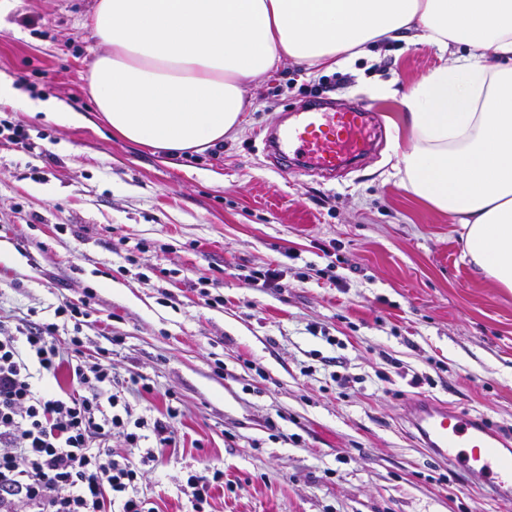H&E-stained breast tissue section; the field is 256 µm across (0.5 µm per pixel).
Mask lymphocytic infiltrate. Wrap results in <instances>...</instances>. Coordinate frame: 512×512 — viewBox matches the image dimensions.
<instances>
[{
    "label": "lymphocytic infiltrate",
    "mask_w": 512,
    "mask_h": 512,
    "mask_svg": "<svg viewBox=\"0 0 512 512\" xmlns=\"http://www.w3.org/2000/svg\"><path fill=\"white\" fill-rule=\"evenodd\" d=\"M57 324L0 322V512H155L138 491L143 466L161 461L176 441L179 411L136 418L115 391L112 361L63 358ZM66 378L69 389L37 391L34 379ZM149 428L154 446H141ZM129 446L117 455L110 441Z\"/></svg>",
    "instance_id": "obj_1"
}]
</instances>
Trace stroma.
Masks as SVG:
<instances>
[{
  "label": "stroma",
  "instance_id": "1",
  "mask_svg": "<svg viewBox=\"0 0 512 512\" xmlns=\"http://www.w3.org/2000/svg\"><path fill=\"white\" fill-rule=\"evenodd\" d=\"M95 0H14L0 73L83 116L61 126L0 106V321L81 324L64 353L109 349L134 416L180 415L178 447L145 467L157 512L224 472L204 512H499L405 420L447 403L512 436V291L461 259L462 228L392 177L410 130L401 98L446 58L392 40L348 69L291 59L252 81L239 132L169 158L113 137L87 93ZM372 109L360 168L326 178L271 161L262 138L312 103ZM279 269L277 287L245 277ZM216 284L223 304L200 295ZM212 480L205 473H209V468H205L204 471L191 473L187 480L184 492L188 493L191 497V503L195 512H202L203 504L208 503V498L211 497V489L213 483L219 482L223 477L224 473L218 468L213 467Z\"/></svg>",
  "mask_w": 512,
  "mask_h": 512
}]
</instances>
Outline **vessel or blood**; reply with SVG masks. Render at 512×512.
<instances>
[{
	"mask_svg": "<svg viewBox=\"0 0 512 512\" xmlns=\"http://www.w3.org/2000/svg\"><path fill=\"white\" fill-rule=\"evenodd\" d=\"M368 126L365 112L313 107L264 141L278 158L296 156L315 170L333 172L365 150ZM409 420L426 447L470 482L487 487L502 512H512V457L500 452V434L445 404L414 403Z\"/></svg>",
	"mask_w": 512,
	"mask_h": 512,
	"instance_id": "1",
	"label": "vessel or blood"
}]
</instances>
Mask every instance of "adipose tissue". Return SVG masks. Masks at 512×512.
Here are the masks:
<instances>
[{
	"label": "adipose tissue",
	"instance_id": "adipose-tissue-1",
	"mask_svg": "<svg viewBox=\"0 0 512 512\" xmlns=\"http://www.w3.org/2000/svg\"><path fill=\"white\" fill-rule=\"evenodd\" d=\"M88 94L113 134L202 151L237 131L248 82L280 60L343 65L384 39L453 52L403 96V186L461 224L463 259L512 291V0H97ZM63 126L78 114L22 95L0 106Z\"/></svg>",
	"mask_w": 512,
	"mask_h": 512
}]
</instances>
